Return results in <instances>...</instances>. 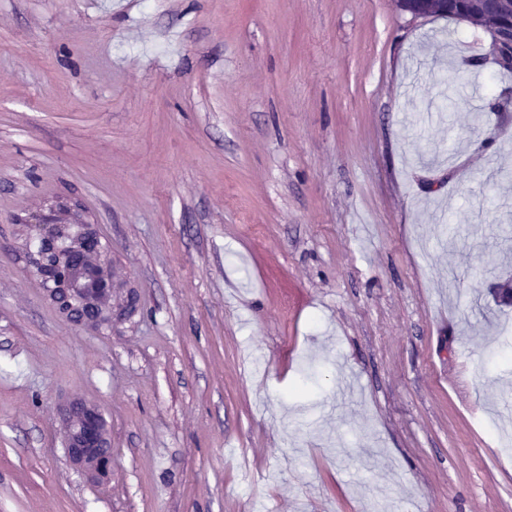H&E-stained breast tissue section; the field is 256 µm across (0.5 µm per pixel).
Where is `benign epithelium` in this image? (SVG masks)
Returning a JSON list of instances; mask_svg holds the SVG:
<instances>
[{
    "label": "benign epithelium",
    "instance_id": "obj_1",
    "mask_svg": "<svg viewBox=\"0 0 512 512\" xmlns=\"http://www.w3.org/2000/svg\"><path fill=\"white\" fill-rule=\"evenodd\" d=\"M396 9L413 20L448 14V0H396ZM458 19L489 32L498 62L512 67V0H470ZM26 223L32 248L27 265L49 301L78 326L112 330L116 319L135 310L132 291L112 276L111 247L80 209L59 204L32 213ZM64 448L71 463L91 479L106 475L112 444L101 411L74 400L63 408Z\"/></svg>",
    "mask_w": 512,
    "mask_h": 512
}]
</instances>
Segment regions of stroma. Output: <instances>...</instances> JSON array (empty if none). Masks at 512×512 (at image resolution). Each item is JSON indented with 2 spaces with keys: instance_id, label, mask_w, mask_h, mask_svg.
<instances>
[{
  "instance_id": "1",
  "label": "stroma",
  "mask_w": 512,
  "mask_h": 512,
  "mask_svg": "<svg viewBox=\"0 0 512 512\" xmlns=\"http://www.w3.org/2000/svg\"><path fill=\"white\" fill-rule=\"evenodd\" d=\"M466 95L445 107L444 91ZM80 204L136 311L24 267ZM512 72L394 0H0V512H512ZM102 412L112 468L69 462ZM64 448L71 463L90 479L104 477L112 463V444L101 411L82 401L63 408Z\"/></svg>"
}]
</instances>
